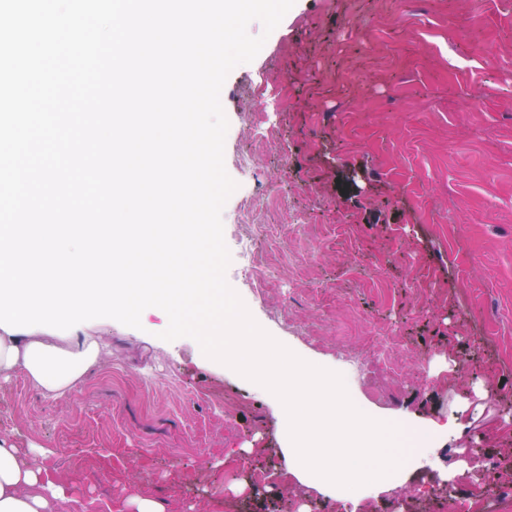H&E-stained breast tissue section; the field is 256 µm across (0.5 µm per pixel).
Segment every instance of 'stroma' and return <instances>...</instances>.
<instances>
[{"label": "stroma", "instance_id": "1", "mask_svg": "<svg viewBox=\"0 0 512 512\" xmlns=\"http://www.w3.org/2000/svg\"><path fill=\"white\" fill-rule=\"evenodd\" d=\"M255 59L228 75L224 162L238 187L222 211L224 240L264 224L255 285L226 280L254 320L305 361L340 373L368 415L418 427L459 412L430 438L436 464L352 512H427L417 486L468 489L472 445L499 461L481 494L512 512V0H295ZM288 81L269 111L255 86ZM251 158L242 172L238 161ZM275 192L273 205L245 211ZM84 322L102 365L64 398L25 373L0 380V433L47 448L67 485L59 512H117L128 495L168 512H328L335 497L288 465V421L264 387L160 334ZM389 333L395 377L364 392L368 337Z\"/></svg>", "mask_w": 512, "mask_h": 512}]
</instances>
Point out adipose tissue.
<instances>
[{
	"label": "adipose tissue",
	"instance_id": "adipose-tissue-1",
	"mask_svg": "<svg viewBox=\"0 0 512 512\" xmlns=\"http://www.w3.org/2000/svg\"><path fill=\"white\" fill-rule=\"evenodd\" d=\"M101 361L99 341L43 331L10 334L0 329V378L23 371L51 397L66 395ZM44 449L22 450L0 437V512H56L66 498L64 483L47 477L38 459Z\"/></svg>",
	"mask_w": 512,
	"mask_h": 512
}]
</instances>
